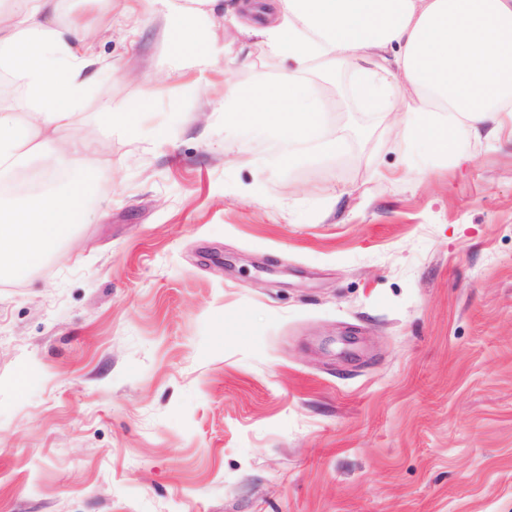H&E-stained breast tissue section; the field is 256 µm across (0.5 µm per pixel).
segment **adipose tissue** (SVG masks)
Here are the masks:
<instances>
[{
	"mask_svg": "<svg viewBox=\"0 0 512 512\" xmlns=\"http://www.w3.org/2000/svg\"><path fill=\"white\" fill-rule=\"evenodd\" d=\"M165 36L182 56L212 60L200 18L212 0H161ZM252 30L286 66L273 86L224 105V127L264 118L289 163L322 120L302 76L313 63L354 79L361 106L401 114L411 139L437 161L453 164L463 135L512 143V0H242ZM59 0H21L0 22V67L23 80L31 107L25 124L0 113V180L36 152L49 132L67 126L85 100L99 63L85 25L55 24ZM90 174L61 195L27 194L0 209V260L22 273L55 253L64 229L85 218Z\"/></svg>",
	"mask_w": 512,
	"mask_h": 512,
	"instance_id": "obj_1",
	"label": "adipose tissue"
}]
</instances>
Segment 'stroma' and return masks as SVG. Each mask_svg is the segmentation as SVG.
<instances>
[{"label":"stroma","mask_w":512,"mask_h":512,"mask_svg":"<svg viewBox=\"0 0 512 512\" xmlns=\"http://www.w3.org/2000/svg\"><path fill=\"white\" fill-rule=\"evenodd\" d=\"M239 2L202 16V63L162 7L60 0L101 65L74 153L27 169L89 156L95 190L0 273V512H512V148L438 164L316 66L323 123L278 165L261 120L224 127L284 72Z\"/></svg>","instance_id":"obj_1"}]
</instances>
